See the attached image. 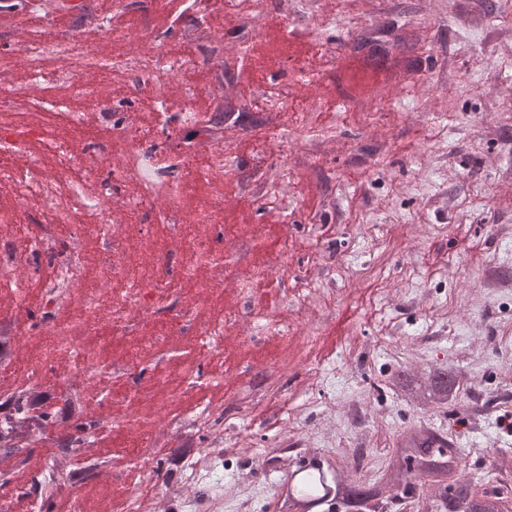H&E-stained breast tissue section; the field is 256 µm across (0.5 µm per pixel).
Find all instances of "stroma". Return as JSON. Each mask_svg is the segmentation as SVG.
I'll return each mask as SVG.
<instances>
[{"mask_svg": "<svg viewBox=\"0 0 512 512\" xmlns=\"http://www.w3.org/2000/svg\"><path fill=\"white\" fill-rule=\"evenodd\" d=\"M112 2L32 0L25 11L0 0V71L14 87L0 95V133L47 130L76 144L67 169L29 140L9 156L21 175L69 195L91 183L76 171L111 181L141 146L181 186L108 239L0 189V252L44 293L20 310L0 290V344L12 351L0 357V404L21 391L32 405L0 439V502L51 512L77 489L91 512L121 487L123 512H288L300 459L348 461L368 448L378 463L420 421L384 386L398 367L446 365L491 401L512 392V0H179L167 16L161 0ZM45 41L54 52L34 55ZM77 76L93 95L73 93ZM36 97L65 101L82 125L30 110ZM160 101L171 109L159 124L142 107ZM189 124L210 126L223 166L180 163ZM111 183L115 205L139 190ZM21 226L93 267L94 282L50 295L55 270L17 247ZM195 241L219 260L187 297L179 272ZM116 254L154 270L144 288L162 283L149 312L117 310L124 288L106 279ZM93 287L96 333L77 334L84 359L61 369L47 333ZM215 327L234 353L225 376L212 364L220 347L200 339ZM26 369L42 371L39 386L19 381ZM128 391L166 493L127 490L126 458L100 446L124 421L117 395ZM351 401L370 411L363 427L343 417ZM503 414L512 406L492 402L475 418L460 402L434 422L490 479L488 449L512 448ZM47 454L52 479L39 471Z\"/></svg>", "mask_w": 512, "mask_h": 512, "instance_id": "35a3bbf8", "label": "stroma"}]
</instances>
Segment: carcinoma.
Segmentation results:
<instances>
[{"label": "carcinoma", "instance_id": "1", "mask_svg": "<svg viewBox=\"0 0 512 512\" xmlns=\"http://www.w3.org/2000/svg\"><path fill=\"white\" fill-rule=\"evenodd\" d=\"M386 386L421 413L448 408L460 391L458 375L444 365L397 370ZM465 449L442 428L421 421L399 431L374 478L353 480L344 464L321 458L302 466L301 487H288V502L299 512H387L401 499L410 512H512L486 495L481 478L466 473ZM494 469L512 477V451L502 450Z\"/></svg>", "mask_w": 512, "mask_h": 512}]
</instances>
